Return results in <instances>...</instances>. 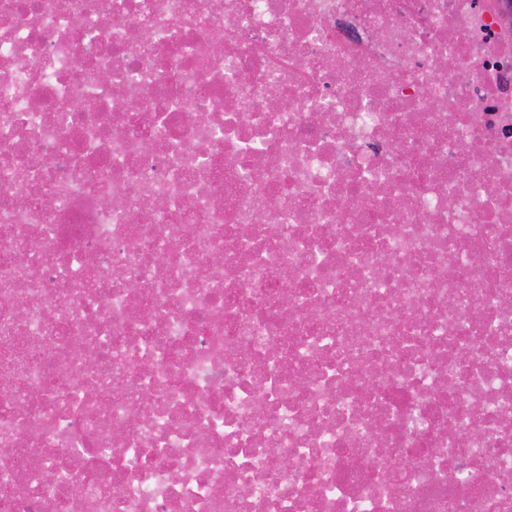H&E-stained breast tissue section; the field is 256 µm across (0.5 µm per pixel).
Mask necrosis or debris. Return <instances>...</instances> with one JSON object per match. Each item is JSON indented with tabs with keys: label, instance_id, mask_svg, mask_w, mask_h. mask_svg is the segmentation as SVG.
Segmentation results:
<instances>
[{
	"label": "necrosis or debris",
	"instance_id": "4bbe7bcc",
	"mask_svg": "<svg viewBox=\"0 0 512 512\" xmlns=\"http://www.w3.org/2000/svg\"><path fill=\"white\" fill-rule=\"evenodd\" d=\"M76 500L512 512V0H0V512Z\"/></svg>",
	"mask_w": 512,
	"mask_h": 512
}]
</instances>
